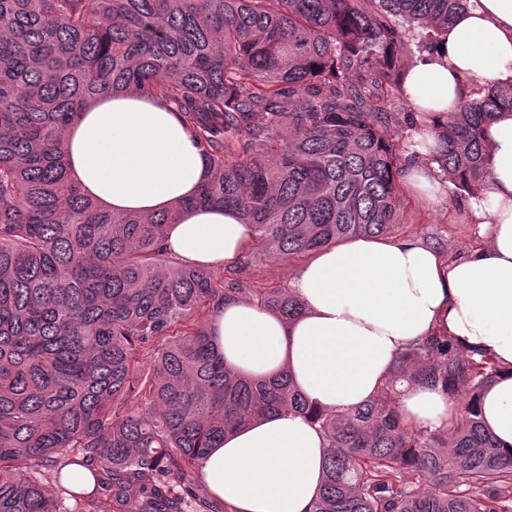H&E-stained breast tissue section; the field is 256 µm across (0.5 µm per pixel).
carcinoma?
I'll use <instances>...</instances> for the list:
<instances>
[{
    "mask_svg": "<svg viewBox=\"0 0 512 512\" xmlns=\"http://www.w3.org/2000/svg\"><path fill=\"white\" fill-rule=\"evenodd\" d=\"M467 0H0V512H222L201 461L269 413L322 432L310 512H512V455L476 403L492 358L427 336L377 395L347 413L316 407L287 375L260 379L214 352L217 308L248 299L292 319L300 299L239 274L297 263L405 223L399 184L410 132L433 133L446 179H489L482 130L512 109V82L474 85L441 127L408 105L396 54L447 36ZM178 115L207 162L192 206L252 227L229 277L163 244L180 207L101 210L71 179L64 143L107 93ZM441 387L448 427H410L397 395ZM55 460L61 506L36 475ZM75 462L93 486L71 478Z\"/></svg>",
    "mask_w": 512,
    "mask_h": 512,
    "instance_id": "1",
    "label": "carcinoma"
}]
</instances>
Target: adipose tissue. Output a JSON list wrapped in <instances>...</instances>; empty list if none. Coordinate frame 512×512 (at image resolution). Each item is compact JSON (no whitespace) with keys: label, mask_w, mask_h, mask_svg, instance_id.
Wrapping results in <instances>:
<instances>
[{"label":"adipose tissue","mask_w":512,"mask_h":512,"mask_svg":"<svg viewBox=\"0 0 512 512\" xmlns=\"http://www.w3.org/2000/svg\"><path fill=\"white\" fill-rule=\"evenodd\" d=\"M512 80V0H469L442 46L416 54L403 91L414 108L444 124L470 80ZM482 136L488 187L462 199L479 231L464 256L446 260L410 238H350L305 261L290 284L304 308L285 320L246 301L218 308L213 342L226 365L249 376L289 374L317 406L346 411L371 399L405 349L430 335L461 351L490 355L499 368L480 406L486 428L512 452V110ZM70 174L100 208L160 213L195 195L205 159L172 112L116 94L80 113L64 145ZM404 180L436 201L444 179L430 152L416 147ZM252 229L220 207L184 210L168 225L166 249L189 265L219 268ZM456 407L442 390L411 388L405 420L435 431ZM325 440L306 418L272 413L225 434L203 463L210 494L229 512H309L322 483Z\"/></svg>","instance_id":"adipose-tissue-1"}]
</instances>
